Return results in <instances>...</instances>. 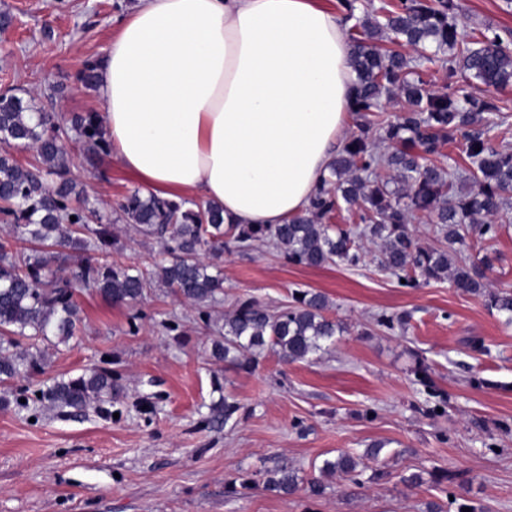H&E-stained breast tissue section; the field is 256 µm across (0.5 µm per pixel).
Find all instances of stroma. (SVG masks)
Wrapping results in <instances>:
<instances>
[{
    "label": "stroma",
    "instance_id": "1",
    "mask_svg": "<svg viewBox=\"0 0 512 512\" xmlns=\"http://www.w3.org/2000/svg\"><path fill=\"white\" fill-rule=\"evenodd\" d=\"M134 2L0 0L12 17L0 32V93L32 95L64 116L103 112L76 76L105 55ZM454 2L461 35L512 29L506 0ZM69 154L79 188L103 213L138 187L117 162L90 167L79 140ZM362 255L355 267L309 268L271 245L224 253L225 307L251 297L275 308L299 289L326 294L330 316L348 330L311 364L266 352L252 370L217 371L208 331L174 295L155 291L133 309L80 294V332L50 348L48 373L103 366L123 396L110 418L63 417L33 400L0 407V512H443L452 494L512 512V325L449 280L401 286L379 270L370 242ZM470 256L489 257V288L512 289V224ZM381 314L395 318L393 329L376 325ZM471 336L486 352L466 347ZM224 393L242 406L238 422L210 428L202 418ZM150 394L157 400L146 413L140 401ZM375 441L385 444L379 458H363ZM342 451L362 456V485L336 476L325 496H311L323 460ZM283 461L301 479L295 495L243 488ZM413 473L420 485L404 483Z\"/></svg>",
    "mask_w": 512,
    "mask_h": 512
}]
</instances>
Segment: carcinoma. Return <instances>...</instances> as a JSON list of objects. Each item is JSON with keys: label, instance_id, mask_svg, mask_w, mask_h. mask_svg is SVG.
I'll return each instance as SVG.
<instances>
[{"label": "carcinoma", "instance_id": "obj_1", "mask_svg": "<svg viewBox=\"0 0 512 512\" xmlns=\"http://www.w3.org/2000/svg\"><path fill=\"white\" fill-rule=\"evenodd\" d=\"M383 10L382 21L364 13L350 34L349 64L357 76L350 111L358 131L329 164L307 210L285 224H226L223 210L211 203L133 190L118 204L119 219L160 243L166 255L146 268L112 259V220L74 193L66 143L81 140L88 164L100 166L109 156L100 115L67 118L44 111L32 97L0 94V143L34 151L25 165L10 151L0 152V222L10 226L0 240V385L38 381V401L60 415L90 408L111 413L120 393L112 370L88 367L77 375L46 377L48 348L76 335V295L87 290L133 308L161 283L213 331L215 364L250 370L253 355L265 349L287 364L313 363L335 346L346 327L328 316L331 303L321 292L297 290L277 308L239 298L231 314L215 316L224 303L220 262L228 240L240 248L272 243L288 263L304 267L356 266L362 258L357 241H376L381 271L407 286L446 278L511 323L512 290H488L489 265L457 259L456 245L467 235L491 241L499 222L512 220L504 213L512 196V149L494 146L489 136L492 128L508 124L509 114L497 100L478 97L484 86L512 85V30L488 29L468 41L457 30L452 0H394ZM390 39L414 47L416 59L382 49L380 43ZM101 62L85 61L76 77L83 88L96 89ZM436 62L448 78L443 93L427 89L423 79L425 64ZM395 90L409 109L392 120L383 116L381 97ZM459 136L466 167L435 164L441 147ZM342 209L356 211L361 226L353 231L331 224ZM411 217L437 225L441 244H419L409 229ZM239 410L224 394L209 405L206 422L225 427ZM359 465L350 453L323 460L311 494L322 495L323 479L336 475L361 484ZM299 483L297 470L283 462L242 487L288 496Z\"/></svg>", "mask_w": 512, "mask_h": 512}]
</instances>
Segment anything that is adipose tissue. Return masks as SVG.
<instances>
[{
  "label": "adipose tissue",
  "mask_w": 512,
  "mask_h": 512,
  "mask_svg": "<svg viewBox=\"0 0 512 512\" xmlns=\"http://www.w3.org/2000/svg\"><path fill=\"white\" fill-rule=\"evenodd\" d=\"M351 46L318 0H138L100 69L110 156L228 224L308 208L351 105Z\"/></svg>",
  "instance_id": "adipose-tissue-1"
}]
</instances>
